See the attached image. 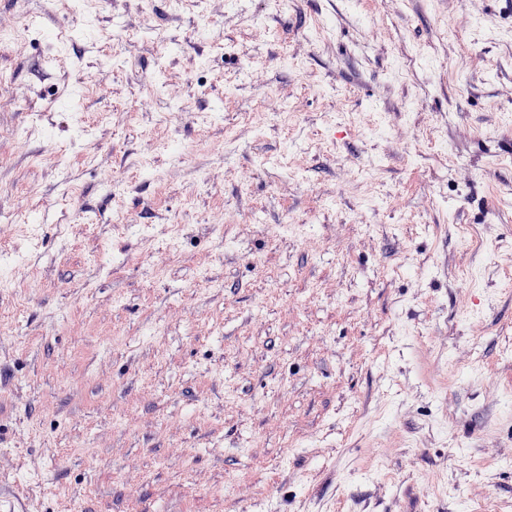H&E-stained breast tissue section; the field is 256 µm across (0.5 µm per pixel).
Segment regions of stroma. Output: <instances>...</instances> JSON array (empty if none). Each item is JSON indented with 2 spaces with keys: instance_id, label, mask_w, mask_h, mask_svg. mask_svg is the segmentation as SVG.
<instances>
[{
  "instance_id": "1",
  "label": "stroma",
  "mask_w": 512,
  "mask_h": 512,
  "mask_svg": "<svg viewBox=\"0 0 512 512\" xmlns=\"http://www.w3.org/2000/svg\"><path fill=\"white\" fill-rule=\"evenodd\" d=\"M0 23V487L26 512H512L499 0Z\"/></svg>"
}]
</instances>
